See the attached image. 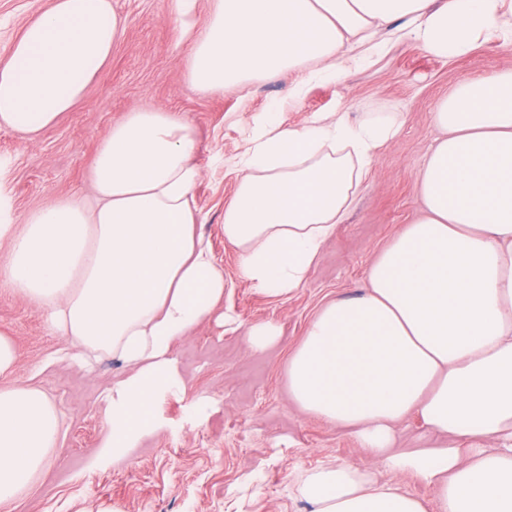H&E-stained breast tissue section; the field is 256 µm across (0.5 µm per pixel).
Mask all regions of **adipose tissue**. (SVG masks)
Masks as SVG:
<instances>
[{
	"label": "adipose tissue",
	"mask_w": 512,
	"mask_h": 512,
	"mask_svg": "<svg viewBox=\"0 0 512 512\" xmlns=\"http://www.w3.org/2000/svg\"><path fill=\"white\" fill-rule=\"evenodd\" d=\"M174 0L191 44L189 80L220 91L302 70L289 95L339 79L357 45L383 50L403 22L429 53L457 57L486 37L512 48L507 0ZM124 23L112 0H48L0 66V129L34 139L103 71ZM419 172L420 216L372 261L364 291L326 302L287 366L289 400L350 430L374 461L430 487L437 512H512V70L464 80L440 104ZM402 127L395 112H318L302 128L278 111L249 133L233 167L224 239L239 274L272 298L300 288ZM193 126L160 108L109 128L89 172L92 203L54 200L11 219L0 180V288L48 314L75 361L119 357L106 447L125 454L161 392L183 393L174 342L212 319L224 268L194 228L201 176ZM418 417L426 447L392 454ZM61 427L47 394L0 386V505L44 468ZM312 512H427L397 485L347 464L303 474Z\"/></svg>",
	"instance_id": "ef3b65f1"
}]
</instances>
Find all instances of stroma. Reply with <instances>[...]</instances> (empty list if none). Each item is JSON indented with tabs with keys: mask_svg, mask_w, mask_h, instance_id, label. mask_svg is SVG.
Listing matches in <instances>:
<instances>
[{
	"mask_svg": "<svg viewBox=\"0 0 512 512\" xmlns=\"http://www.w3.org/2000/svg\"><path fill=\"white\" fill-rule=\"evenodd\" d=\"M173 0H112L124 19L123 38L83 98L37 140L0 129L14 223L51 200L90 194V166L108 129L137 108L180 113L197 134L201 178L194 193L202 222L197 231L224 267V326L206 323L178 339L172 351L185 392L156 404L157 425L130 453L105 448L113 381L125 367L108 356L90 367L63 359L65 342L38 306L0 294V332L19 352L10 385H34L56 405L63 425L47 464L25 494L0 512H309L298 477L327 461L374 468L423 499L417 479L373 465L348 429L303 414L288 399L286 366L317 310L362 287L377 254L420 212L417 174L438 131L434 114L465 79L512 70V50L492 41L461 57L432 56L408 39H391L340 79L288 91L301 77L255 78L222 92L189 83V43L181 36ZM47 0H0V65L22 28ZM285 126L300 128L314 112L386 108L404 119L361 183L353 207L325 246L304 284L288 297L266 296L239 275L237 250L224 240V206L237 174L230 161L271 106ZM271 321L278 342L250 349L249 325Z\"/></svg>",
	"mask_w": 512,
	"mask_h": 512,
	"instance_id": "1",
	"label": "stroma"
}]
</instances>
